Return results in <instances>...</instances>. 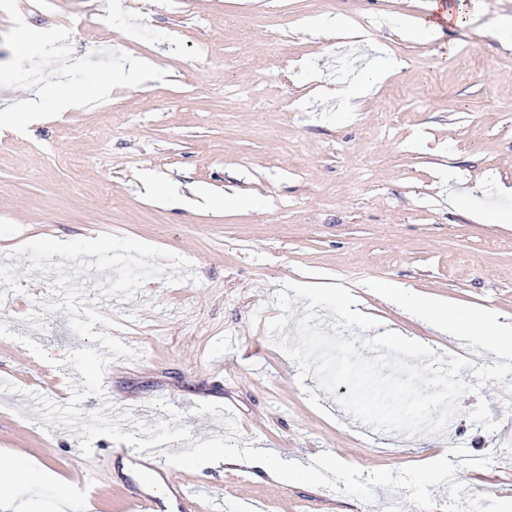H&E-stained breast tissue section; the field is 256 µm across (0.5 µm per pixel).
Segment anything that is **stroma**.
Instances as JSON below:
<instances>
[{
    "mask_svg": "<svg viewBox=\"0 0 512 512\" xmlns=\"http://www.w3.org/2000/svg\"><path fill=\"white\" fill-rule=\"evenodd\" d=\"M427 0H0V456L23 453L55 474L33 512H128L132 446L107 436L83 456L71 429L45 418L36 395L66 404L83 383L55 360L89 346L64 311L47 312L55 274L29 271L26 242L104 233L168 249L197 282L148 280L127 300L100 294L99 271L77 277L110 327L141 352L107 368L105 398L85 414L130 413L180 423L205 441L228 430L197 403L232 407L238 446L302 465L327 451L364 472L400 470L464 446L493 455L461 470L468 493L512 499V408L487 381L465 393L444 434L404 435L356 421L347 395L318 389L273 341L275 295L288 282L359 288L377 333L397 330L437 354L493 365L464 341L366 288L386 281L430 297L512 315V46L473 26L437 39L404 35ZM344 17L358 42L310 32ZM453 54H446V46ZM401 60L370 93L346 102L325 88ZM145 64L129 76L132 59ZM462 195L466 208L451 207ZM47 350L45 363L21 343ZM144 492L193 483L199 512H419L403 493L371 502L207 464L143 474Z\"/></svg>",
    "mask_w": 512,
    "mask_h": 512,
    "instance_id": "stroma-1",
    "label": "stroma"
}]
</instances>
